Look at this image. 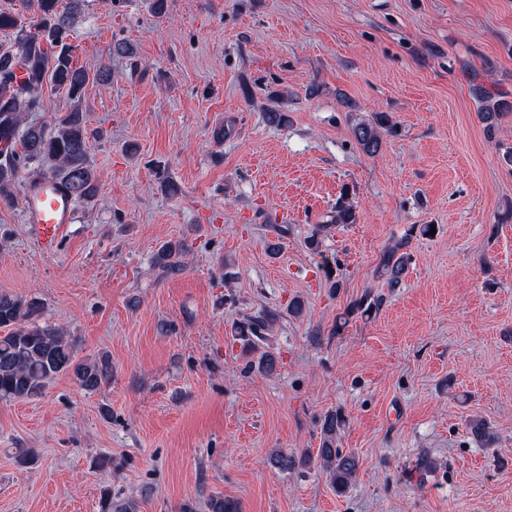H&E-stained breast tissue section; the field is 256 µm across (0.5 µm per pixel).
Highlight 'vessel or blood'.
Segmentation results:
<instances>
[{"label": "vessel or blood", "mask_w": 512, "mask_h": 512, "mask_svg": "<svg viewBox=\"0 0 512 512\" xmlns=\"http://www.w3.org/2000/svg\"><path fill=\"white\" fill-rule=\"evenodd\" d=\"M73 211L74 201L63 186L43 178L25 195L23 221L38 246L50 253L55 250L64 225L71 223Z\"/></svg>", "instance_id": "1"}]
</instances>
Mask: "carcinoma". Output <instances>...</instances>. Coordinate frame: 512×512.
Returning a JSON list of instances; mask_svg holds the SVG:
<instances>
[{
  "instance_id": "cac0c4a2",
  "label": "carcinoma",
  "mask_w": 512,
  "mask_h": 512,
  "mask_svg": "<svg viewBox=\"0 0 512 512\" xmlns=\"http://www.w3.org/2000/svg\"><path fill=\"white\" fill-rule=\"evenodd\" d=\"M60 0H35L27 23L0 10V29L17 30L16 41L0 50V203L12 202L11 187L21 171L35 169L36 177L52 178L73 195L76 202L90 203L98 196L95 169L90 161V138L86 118L80 106L84 88L90 80L106 82L111 74L100 70L88 72L73 64L68 32L82 10L84 0H69L59 8ZM67 92L73 108L50 123H32L27 114L41 109L40 90L45 81ZM482 116L495 122L512 113V103L489 92L481 93ZM394 130L387 112H375L352 127L353 136L367 155L379 152L385 134ZM357 215L349 193L342 194L331 215L332 224H354ZM409 238L387 249L376 269L378 278L393 291L405 277L409 254L404 252ZM184 244L163 246L155 257L158 267L171 275L184 269L181 257ZM383 295L365 293L345 309L336 320V332L345 329L355 315L365 316L379 310ZM42 306L34 298L0 293V398L24 399L38 394L56 375L70 373L79 387L92 393L112 376L109 358L92 362L76 361L77 342L62 327L42 320ZM274 315L264 313L239 323L235 334L246 352L260 349L258 341L272 325ZM345 416L327 413L321 422L322 443L316 456L305 455L304 466L315 464L326 475L336 492L343 494L352 486L360 468L353 451L338 446ZM467 429L483 447H490L496 436L487 421L473 417Z\"/></svg>"
}]
</instances>
